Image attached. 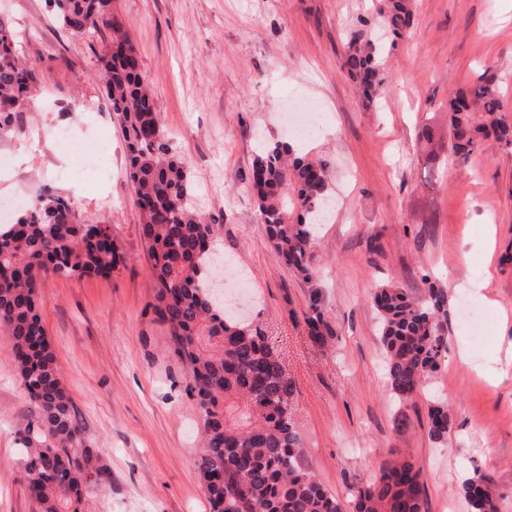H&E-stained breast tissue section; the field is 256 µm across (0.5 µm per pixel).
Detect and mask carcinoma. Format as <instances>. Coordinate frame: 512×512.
Returning <instances> with one entry per match:
<instances>
[{
  "label": "carcinoma",
  "instance_id": "obj_1",
  "mask_svg": "<svg viewBox=\"0 0 512 512\" xmlns=\"http://www.w3.org/2000/svg\"><path fill=\"white\" fill-rule=\"evenodd\" d=\"M58 22L82 35L108 23L109 0H51ZM378 15L396 44L414 22L411 0H381ZM136 47L112 23L111 51L102 59L104 91L127 142L131 189L142 236L151 244L155 312L169 324L174 352L186 365L202 416L203 452L197 467L210 512H427L423 472L396 459L356 490L350 506L329 491L303 461L292 418L294 394L274 331L238 318L214 294L207 241L211 225L192 202L184 162L174 152L154 96L142 76ZM371 46L349 43L342 67L370 105L387 91ZM35 68L17 55L15 31L0 16V138L23 132ZM494 137L512 152V108L495 73L485 72L448 101V140L439 146L468 158ZM260 221L289 269L310 278L319 216L332 188L323 163L286 140L265 143L251 167ZM109 228L82 224L67 200L42 197L11 224L0 225V335L7 337L22 386L34 411L23 429L21 483L39 512H79L99 480L83 426L38 313L39 290L51 276H108L117 263ZM379 319L385 375L395 397L408 403L442 366L448 350V292L430 287L416 297L387 286L372 296ZM308 334L322 344L334 336L317 297L306 303ZM448 408L431 407L429 437L448 438ZM492 477L475 473L462 485L470 512H499Z\"/></svg>",
  "mask_w": 512,
  "mask_h": 512
}]
</instances>
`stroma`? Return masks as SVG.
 <instances>
[{
	"instance_id": "obj_1",
	"label": "stroma",
	"mask_w": 512,
	"mask_h": 512,
	"mask_svg": "<svg viewBox=\"0 0 512 512\" xmlns=\"http://www.w3.org/2000/svg\"><path fill=\"white\" fill-rule=\"evenodd\" d=\"M379 0H112L110 24L72 36L48 0H0L21 60L38 80L23 134L0 140V201L68 199L77 219L110 228L109 276L52 277L39 314L61 379L101 471L81 512H210L197 460L202 420L187 368L154 311L150 247L130 188L126 142L101 79L120 23L135 44L176 156L213 238L249 277L239 314L285 340L304 460L338 498L391 458L422 469L428 512H468L463 480L493 478L512 512V153L483 141L467 160L428 166L425 129L448 131V100L492 67L512 106V0H413L408 35L381 41ZM380 41L387 96L364 106L341 66L351 38ZM317 114L292 137L285 114ZM292 140L320 159L336 206L314 247L312 276L269 243L250 186L261 139ZM111 151L100 188L81 154ZM484 280L485 290L461 288ZM458 287H451V280ZM395 284L448 291V351L421 393L400 405L386 381L371 296ZM318 293L334 336L316 345L302 312ZM470 302L483 339L461 322ZM447 406L445 444L428 410ZM408 425L397 429L400 415ZM30 419L12 345L0 335V512H37L20 483L19 431Z\"/></svg>"
}]
</instances>
